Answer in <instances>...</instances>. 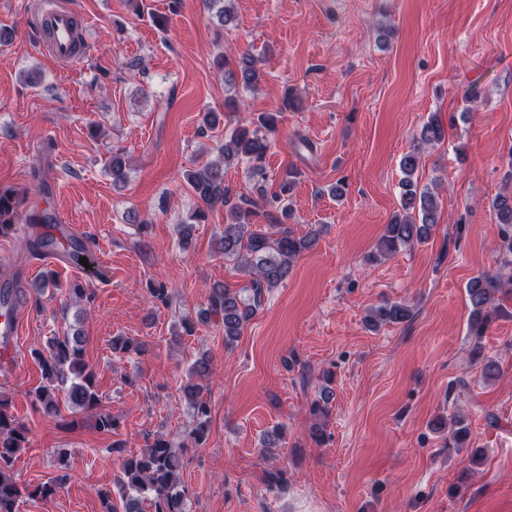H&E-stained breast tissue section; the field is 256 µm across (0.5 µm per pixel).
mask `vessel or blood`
Wrapping results in <instances>:
<instances>
[{"instance_id": "obj_1", "label": "vessel or blood", "mask_w": 512, "mask_h": 512, "mask_svg": "<svg viewBox=\"0 0 512 512\" xmlns=\"http://www.w3.org/2000/svg\"><path fill=\"white\" fill-rule=\"evenodd\" d=\"M29 21L38 45L55 61L76 63L89 57L92 48L82 38L79 20L68 0H40ZM21 319L17 311L0 313V359L15 360Z\"/></svg>"}]
</instances>
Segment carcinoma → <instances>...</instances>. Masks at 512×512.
<instances>
[{
    "label": "carcinoma",
    "mask_w": 512,
    "mask_h": 512,
    "mask_svg": "<svg viewBox=\"0 0 512 512\" xmlns=\"http://www.w3.org/2000/svg\"><path fill=\"white\" fill-rule=\"evenodd\" d=\"M207 7L215 11L219 24L230 19L228 4L232 0H204ZM224 67V85L231 90L243 88L251 90L260 79L257 61L248 54L241 55L236 62L221 59ZM277 114L263 112L256 120L239 124L224 136V142L217 146L215 159L187 170L183 179L196 194L204 207L198 209L194 218L204 216L205 210L217 204L224 206L227 222L220 241L224 260L234 262L248 284L234 288L225 282H215L210 286L208 308L204 319L213 316L221 319L224 329V344L231 345L241 335L243 326L262 305L264 296L288 278L295 260L314 245L310 235L295 236L288 230L291 217L288 206L289 180L280 184L278 191L262 195L264 204L274 209L267 214L273 219L269 230L250 229L251 219L257 215L258 205L254 199L236 194L224 183V169L243 160L253 163L252 176L263 175L261 162L264 159L267 140L266 133L276 129ZM446 137L442 120L432 115L421 128L418 145L404 155L400 161L403 178L400 181L402 209L404 214L386 225L373 260L391 256L401 249L411 248L429 237L439 218V201L436 194L427 186H420L414 174L419 166L420 148L440 142ZM19 204L14 192L0 188V236L6 237L16 230ZM497 223L500 224L502 242L512 255V194H498L491 202ZM58 287V282L47 276L33 288V296H27L22 289L13 292V300L19 305L29 301L39 306L49 287ZM512 287V276L501 273L484 272L471 278L466 285L470 304V335L475 342L470 350V362L481 366L484 378L496 375L498 367L494 360L484 354L480 339L496 319L500 307L495 304V294L505 293ZM149 295L157 306H168L171 290L162 282L148 284ZM411 316V309L401 303H386L372 311L366 323L372 328L401 323ZM83 337L65 331L50 337L44 347L34 350L45 384L34 391L35 400L44 412L55 415L60 411V398L76 409L95 412L96 428L112 433L118 421L112 413L101 409V396L96 389L95 373L84 361ZM140 344L126 336L112 338V351L118 354L140 352ZM208 375V361L198 359L190 370L188 381L181 388L183 399L196 419L189 432L193 448L206 444L209 435L210 409L202 395L200 380ZM330 401L327 389L312 400L310 414L317 419L327 417V404ZM437 430L448 431V447H468V430L465 419L456 417L453 428L446 429V421L438 422ZM30 431L10 409L8 401L0 398V512H18L19 502L24 497H50L62 489L67 480V464L64 458L58 459L59 474L50 483L33 488L21 484L15 478L13 465L15 458L29 448ZM111 452L120 459L119 474L115 481L122 512H189L190 496L181 480L184 455L188 447H174L163 437L153 442L137 454H125V446L120 441L111 444Z\"/></svg>",
    "instance_id": "obj_1"
}]
</instances>
